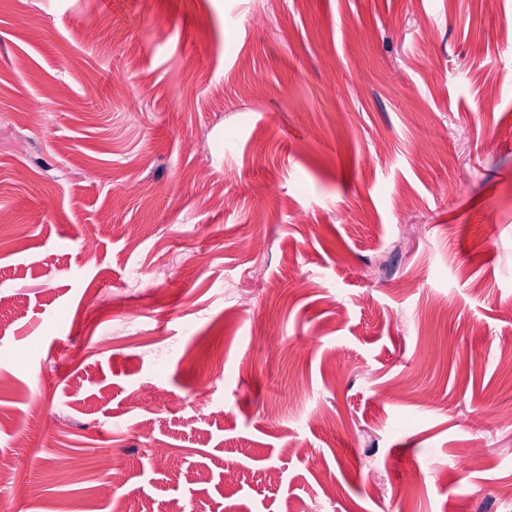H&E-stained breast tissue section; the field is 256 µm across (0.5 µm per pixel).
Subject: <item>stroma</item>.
I'll return each instance as SVG.
<instances>
[{"label":"stroma","instance_id":"1","mask_svg":"<svg viewBox=\"0 0 512 512\" xmlns=\"http://www.w3.org/2000/svg\"><path fill=\"white\" fill-rule=\"evenodd\" d=\"M1 296L0 512H512V0H0ZM0 484L5 486L7 493L14 499L28 498L30 488L15 475V467L10 457L0 454Z\"/></svg>","mask_w":512,"mask_h":512}]
</instances>
